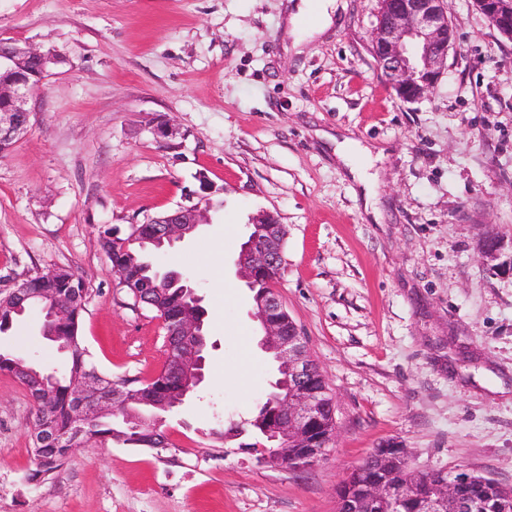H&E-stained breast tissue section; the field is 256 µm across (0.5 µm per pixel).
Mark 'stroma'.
Wrapping results in <instances>:
<instances>
[{
  "mask_svg": "<svg viewBox=\"0 0 512 512\" xmlns=\"http://www.w3.org/2000/svg\"><path fill=\"white\" fill-rule=\"evenodd\" d=\"M339 2L334 25L293 51L286 0H0V38L63 58L0 156V277H80L99 372L144 383L166 359L159 319L119 288L100 231L211 185L210 224L153 258L207 311L205 380L166 415L170 449L108 442L30 481L32 402L0 372V512H336L342 480L389 441L412 470L512 486V41L474 0H446L447 67L406 102L370 47L379 0ZM164 119L178 130L166 144L153 133ZM324 131L385 148L383 223ZM265 210L287 229L279 296L335 406L328 455L305 471L224 437L276 378L234 266ZM41 326L29 312L0 350L61 368Z\"/></svg>",
  "mask_w": 512,
  "mask_h": 512,
  "instance_id": "obj_1",
  "label": "stroma"
}]
</instances>
